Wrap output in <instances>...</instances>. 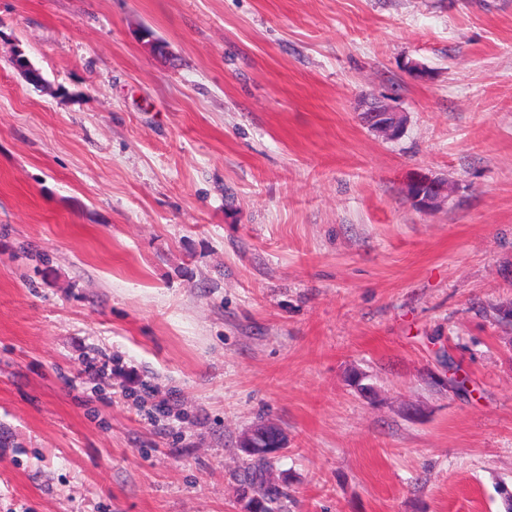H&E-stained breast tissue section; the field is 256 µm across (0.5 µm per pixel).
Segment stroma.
<instances>
[{"mask_svg":"<svg viewBox=\"0 0 512 512\" xmlns=\"http://www.w3.org/2000/svg\"><path fill=\"white\" fill-rule=\"evenodd\" d=\"M510 307L512 0H0V512H505ZM362 119L371 131L387 139L401 133L405 120L403 114L393 106L377 100L366 102ZM407 196L416 209L432 212L448 199V185L435 178H420L408 186ZM83 373L89 380L102 382L112 375V367L105 357L99 356L98 352L93 356L87 353L84 359ZM288 439L284 432L272 425H263L248 432L242 439L241 448H261L271 455L278 456L287 448ZM249 459L242 469L240 481L251 492L248 512H282L287 507L288 494L282 484L272 481L268 472L275 457L259 451L247 454Z\"/></svg>","mask_w":512,"mask_h":512,"instance_id":"1","label":"stroma"}]
</instances>
